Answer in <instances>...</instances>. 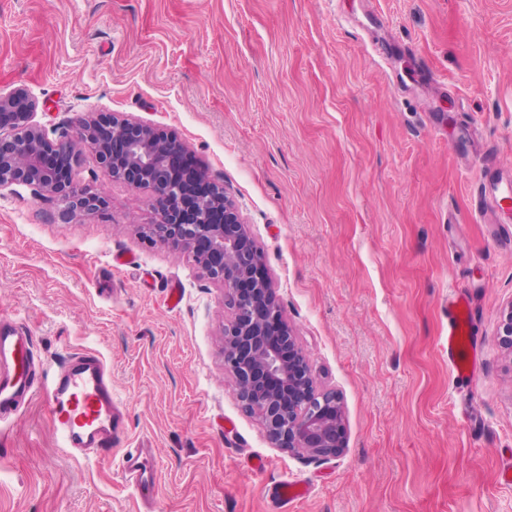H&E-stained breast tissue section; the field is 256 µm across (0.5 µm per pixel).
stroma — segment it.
<instances>
[{
    "label": "stroma",
    "mask_w": 512,
    "mask_h": 512,
    "mask_svg": "<svg viewBox=\"0 0 512 512\" xmlns=\"http://www.w3.org/2000/svg\"><path fill=\"white\" fill-rule=\"evenodd\" d=\"M49 139L88 113L175 134L234 197L346 447H274L224 368V290L141 238L150 189L92 151L63 211L0 192V316L54 365L93 352L125 416L112 455L69 458L45 394L0 425V512H143L120 469L157 462V512H512V202L470 204L482 153L512 178V0H0V91ZM181 287L177 307L166 303ZM469 296L476 387L448 364V295ZM266 467H253L256 459Z\"/></svg>",
    "instance_id": "35a3bbf8"
}]
</instances>
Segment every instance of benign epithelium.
Listing matches in <instances>:
<instances>
[{
	"label": "benign epithelium",
	"instance_id": "benign-epithelium-1",
	"mask_svg": "<svg viewBox=\"0 0 512 512\" xmlns=\"http://www.w3.org/2000/svg\"><path fill=\"white\" fill-rule=\"evenodd\" d=\"M38 108L26 89L0 93V192L24 185L69 210L97 211L106 199L78 190L68 179L82 150L66 135L52 141L33 122ZM115 181L149 188L159 218L140 226L151 242L190 250L207 276L224 286V367L237 398L254 402L269 440L278 448L314 457H336L346 444L343 403L318 389L297 336L282 315L271 280L250 240L238 207L211 182L197 194L192 181L206 174L173 134L144 121L106 112L85 118L78 135ZM499 341L512 349V303L503 314Z\"/></svg>",
	"mask_w": 512,
	"mask_h": 512
}]
</instances>
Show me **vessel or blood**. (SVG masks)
Listing matches in <instances>:
<instances>
[{"label": "vessel or blood", "mask_w": 512, "mask_h": 512, "mask_svg": "<svg viewBox=\"0 0 512 512\" xmlns=\"http://www.w3.org/2000/svg\"><path fill=\"white\" fill-rule=\"evenodd\" d=\"M512 198V182L503 179L497 162L483 165L475 186V207L495 213ZM473 313L466 297L448 298V362L457 380L473 382ZM45 392L55 433L75 457L89 460L110 451L123 432L121 414L112 396L104 361L93 354L70 356L57 371L37 360L33 336L19 325L0 321V423L12 418L37 392ZM126 478L143 499L153 496V481L143 449L128 448L122 455Z\"/></svg>", "instance_id": "1"}]
</instances>
